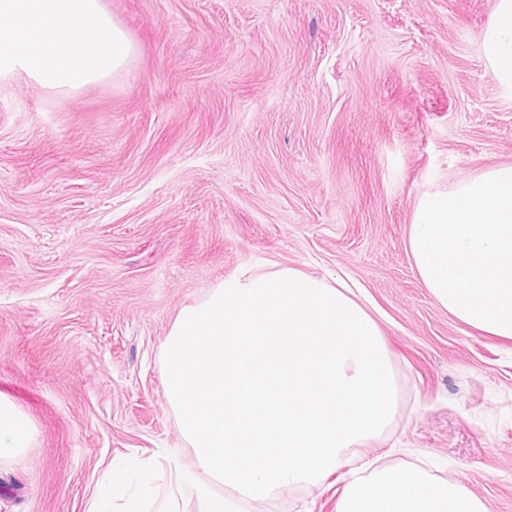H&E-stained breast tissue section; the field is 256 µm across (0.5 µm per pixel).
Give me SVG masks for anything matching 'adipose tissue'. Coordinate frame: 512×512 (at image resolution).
I'll return each mask as SVG.
<instances>
[{"label": "adipose tissue", "mask_w": 512, "mask_h": 512, "mask_svg": "<svg viewBox=\"0 0 512 512\" xmlns=\"http://www.w3.org/2000/svg\"><path fill=\"white\" fill-rule=\"evenodd\" d=\"M481 52L498 83L512 90V0H493ZM29 438L22 413L0 399V459L27 448ZM338 512H488V506L466 487L436 481L424 471L374 468L365 475L351 473Z\"/></svg>", "instance_id": "adipose-tissue-1"}]
</instances>
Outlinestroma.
Returning a JSON list of instances; mask_svg holds the SVG:
<instances>
[{
  "label": "stroma",
  "instance_id": "1",
  "mask_svg": "<svg viewBox=\"0 0 512 512\" xmlns=\"http://www.w3.org/2000/svg\"><path fill=\"white\" fill-rule=\"evenodd\" d=\"M129 68L60 94L0 82V398L31 440L0 512H88L115 464L198 512L164 393L177 316L244 274L348 281L396 412L350 463L422 469L512 512V340L448 313L407 246L422 195L512 164V91L480 51L493 0H102ZM346 483L247 512H337Z\"/></svg>",
  "mask_w": 512,
  "mask_h": 512
}]
</instances>
